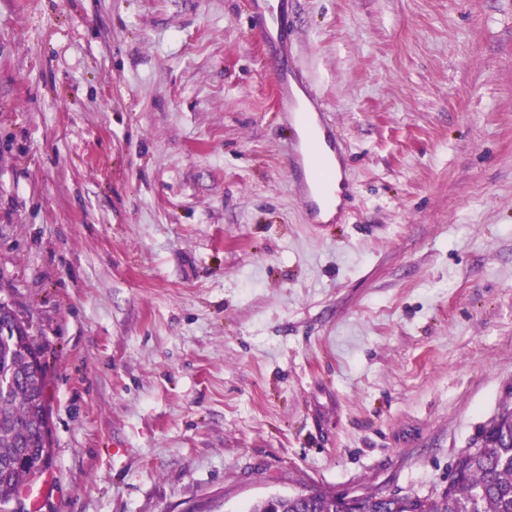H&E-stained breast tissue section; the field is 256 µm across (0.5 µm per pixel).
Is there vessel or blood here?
I'll list each match as a JSON object with an SVG mask.
<instances>
[{
  "mask_svg": "<svg viewBox=\"0 0 512 512\" xmlns=\"http://www.w3.org/2000/svg\"><path fill=\"white\" fill-rule=\"evenodd\" d=\"M250 11L257 19L252 29L255 38L268 50L280 105L289 120H296L298 100H305L306 112L314 116L315 128L301 127L288 142V168L300 194L301 203L310 216H318L323 189L338 183L341 197H348L346 180V152L343 139L331 120L327 119L321 100L291 62L288 30L281 13L272 0H252Z\"/></svg>",
  "mask_w": 512,
  "mask_h": 512,
  "instance_id": "vessel-or-blood-1",
  "label": "vessel or blood"
}]
</instances>
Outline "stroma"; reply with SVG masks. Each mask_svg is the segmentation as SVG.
<instances>
[{"label": "stroma", "mask_w": 512, "mask_h": 512, "mask_svg": "<svg viewBox=\"0 0 512 512\" xmlns=\"http://www.w3.org/2000/svg\"><path fill=\"white\" fill-rule=\"evenodd\" d=\"M248 4L0 0V299L54 448L22 512L427 496L512 400V0H288L338 224ZM272 2L252 0L250 3L251 14L259 20L252 34L267 47L281 108L289 112L290 122L300 128L294 129V136L288 142L289 172L300 194L302 206L312 218L321 212V200L332 210L336 209V204H330L322 193L327 184L338 181L341 197L338 216H341L346 209L345 197L351 199L345 176L343 139L332 121L326 118L323 104L312 86L301 70L292 64L288 30L283 25L280 11L275 9ZM300 94L305 98L306 112L297 113L295 108ZM304 114L314 116L317 129H309L297 120V116ZM329 156L335 160V164L328 162ZM332 210H327L324 216H331Z\"/></svg>", "instance_id": "obj_1"}]
</instances>
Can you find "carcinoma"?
<instances>
[{
	"instance_id": "carcinoma-1",
	"label": "carcinoma",
	"mask_w": 512,
	"mask_h": 512,
	"mask_svg": "<svg viewBox=\"0 0 512 512\" xmlns=\"http://www.w3.org/2000/svg\"><path fill=\"white\" fill-rule=\"evenodd\" d=\"M34 338L20 348L0 335V512L21 486L42 475L37 450L50 420L46 368H35ZM247 512H512V404L504 403L453 467L449 487L429 497L370 492L351 501L331 492L282 494Z\"/></svg>"
}]
</instances>
